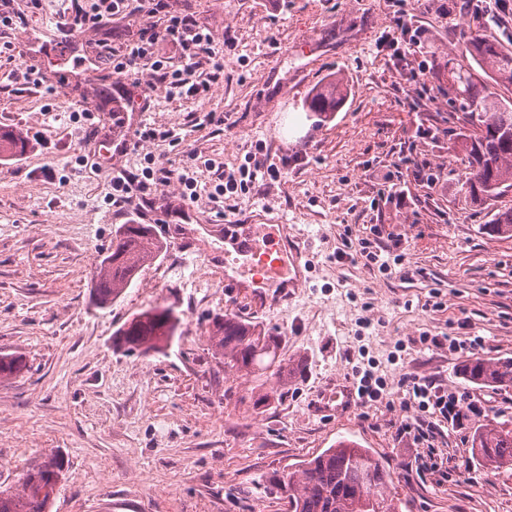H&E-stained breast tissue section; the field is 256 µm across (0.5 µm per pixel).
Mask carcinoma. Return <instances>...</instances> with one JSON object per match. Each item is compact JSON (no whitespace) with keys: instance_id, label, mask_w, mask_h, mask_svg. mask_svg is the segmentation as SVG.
I'll use <instances>...</instances> for the list:
<instances>
[{"instance_id":"1","label":"carcinoma","mask_w":512,"mask_h":512,"mask_svg":"<svg viewBox=\"0 0 512 512\" xmlns=\"http://www.w3.org/2000/svg\"><path fill=\"white\" fill-rule=\"evenodd\" d=\"M472 58L485 75L498 85H512V51L474 32L468 40ZM448 82L466 102L473 127L462 145L469 158L470 171L461 178L464 198L482 205L512 189V100L507 101L480 82L462 66L448 70ZM345 94L330 83L310 98L308 111L334 112ZM491 229L512 232V207L495 214ZM162 250L149 228L127 224L112 239V247L101 262L96 281V298L106 305L119 298L142 266L155 260ZM178 317L166 306H153L118 331L119 342L129 350L156 349L175 336ZM210 341L214 354L224 365L238 371L273 369V386L259 395L257 402L288 385V376L298 365L278 354L279 337L269 336L233 313L212 322ZM26 367L20 353L0 355V379L15 377ZM464 374L473 382L512 386V358L476 359L464 365ZM485 463L493 468L512 466V429L485 426L473 439ZM65 479L63 456L57 450L44 452L23 471L16 487L0 481V512H51L58 483ZM390 469L375 459L369 449L342 440L316 457L303 462L286 476L273 475L270 490L283 493L289 512H399L390 498Z\"/></svg>"}]
</instances>
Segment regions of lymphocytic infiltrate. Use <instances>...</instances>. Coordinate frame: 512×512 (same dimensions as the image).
Masks as SVG:
<instances>
[{
    "instance_id": "1",
    "label": "lymphocytic infiltrate",
    "mask_w": 512,
    "mask_h": 512,
    "mask_svg": "<svg viewBox=\"0 0 512 512\" xmlns=\"http://www.w3.org/2000/svg\"><path fill=\"white\" fill-rule=\"evenodd\" d=\"M69 2V7L63 9L57 24L58 30L66 35L90 27H103L108 19L119 13L149 16V23L141 28L135 41L118 49L106 45L99 53L112 70L115 86H124L128 78L147 66L166 84L170 95L201 96L206 94L211 81L224 72L223 50L217 48L211 31L201 27L192 16L165 15L163 25L152 23V16L165 14L164 0H95L94 4L88 6L84 5L83 0ZM162 42L178 50L180 67L171 66L167 57L158 54L157 46ZM203 63L210 68L209 77L204 81H194L192 75ZM280 175L277 164L250 152L236 171L226 173L223 179L218 180L212 197L217 200L246 194L255 190L259 182L273 180ZM173 181L179 183L184 199L196 198L197 180L191 168L162 166L147 154L140 168L117 170L110 174V201L117 209L125 208L136 199L147 202ZM401 389L403 404L415 408L417 414L402 421L397 434L402 438H412L418 444L428 441L431 429L445 425L460 427L484 414L482 406L470 394L448 390L429 378L403 377Z\"/></svg>"
}]
</instances>
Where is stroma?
I'll use <instances>...</instances> for the list:
<instances>
[{
    "label": "stroma",
    "mask_w": 512,
    "mask_h": 512,
    "mask_svg": "<svg viewBox=\"0 0 512 512\" xmlns=\"http://www.w3.org/2000/svg\"><path fill=\"white\" fill-rule=\"evenodd\" d=\"M5 4L25 22L5 34L14 56L0 58V132L26 149L0 165V353L24 354L27 369L0 380V476L18 481L28 459L54 449L67 471L53 512H288L268 475L349 440L390 467L400 512H512V467L490 468L472 448L484 425L512 429V387L476 386L462 373L468 354L420 342L425 333L481 336L480 358H512V235L488 227L512 206V190L481 206L458 194L469 126L448 82L449 63L472 62L471 32L512 49V0L487 26L465 0H416L421 48L403 60L382 39L393 0H166L216 44L229 35L234 45L202 99L170 98L148 69L134 77L148 109L129 113L127 129L147 121L181 139L136 154L102 151L117 120L112 77L96 58L102 45L134 39L142 16L72 36L87 64L60 69L28 44L35 32L50 41L60 0ZM30 68L52 96L7 78ZM420 70L418 85L410 74ZM331 80L347 91L341 109L308 111L312 91ZM76 106L92 113L98 138L70 121ZM210 112L223 125L207 124ZM258 141L285 160L280 178L213 203L216 170L244 163ZM179 152L199 158L194 202L173 182L143 208L112 207L108 169L134 168L141 153L166 165ZM137 218L163 250L120 298L99 304V263L116 230ZM233 219L265 233L296 225L309 266L294 299L225 287L228 270L253 277L224 251ZM361 237L401 239L400 272L337 260ZM433 295L440 306L426 309ZM155 305L178 315L176 335L148 353L126 352L117 331ZM228 312L280 337L282 356L300 362L280 396L256 403L266 374L214 356L212 320ZM359 367L385 378L382 402L345 396ZM406 373L476 393L485 408L464 428L435 433L447 476L416 470L421 446L396 434L412 415L400 402Z\"/></svg>",
    "instance_id": "1"
}]
</instances>
